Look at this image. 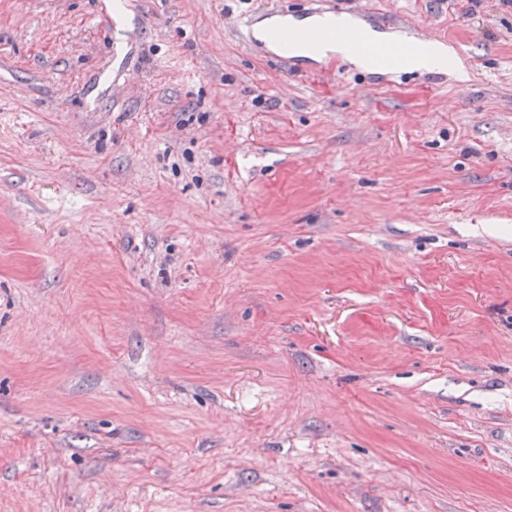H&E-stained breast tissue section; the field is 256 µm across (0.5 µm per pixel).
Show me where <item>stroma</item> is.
<instances>
[{
    "mask_svg": "<svg viewBox=\"0 0 512 512\" xmlns=\"http://www.w3.org/2000/svg\"><path fill=\"white\" fill-rule=\"evenodd\" d=\"M324 2L0 0V512H512V8ZM344 22H346L344 18L336 16L293 21L292 25L303 31L302 40L293 47L294 54L312 57L336 54L349 59L361 69L372 70L376 66V62L369 44L362 43L357 50L351 51L345 44L324 41L323 30L325 28ZM455 55L443 44L427 43L419 52L406 58L405 70L409 71H445L452 67Z\"/></svg>",
    "mask_w": 512,
    "mask_h": 512,
    "instance_id": "stroma-1",
    "label": "stroma"
}]
</instances>
